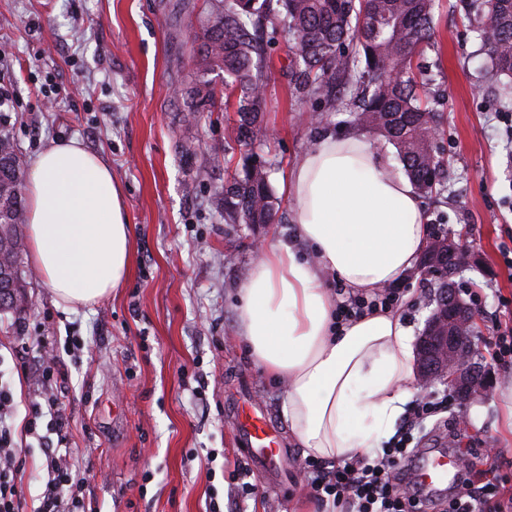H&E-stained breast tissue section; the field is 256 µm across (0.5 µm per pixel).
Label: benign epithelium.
<instances>
[{"instance_id": "1", "label": "benign epithelium", "mask_w": 512, "mask_h": 512, "mask_svg": "<svg viewBox=\"0 0 512 512\" xmlns=\"http://www.w3.org/2000/svg\"><path fill=\"white\" fill-rule=\"evenodd\" d=\"M456 288L448 282V298L426 321L418 340L417 377L425 390L443 383L471 400L483 394L488 372L471 362L477 314L459 300Z\"/></svg>"}]
</instances>
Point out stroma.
I'll return each mask as SVG.
<instances>
[{
  "label": "stroma",
  "mask_w": 512,
  "mask_h": 512,
  "mask_svg": "<svg viewBox=\"0 0 512 512\" xmlns=\"http://www.w3.org/2000/svg\"><path fill=\"white\" fill-rule=\"evenodd\" d=\"M209 20L206 0H0V86L10 91L7 128L30 160L51 139L75 138L105 157L121 184L136 260L122 288L98 303L63 311L27 277V308L0 319V393L10 400L14 446L25 448L20 473L27 501L40 498L47 472L46 424L29 431L31 402L48 349L60 355L56 394L65 405L68 463L89 473L85 499L98 512H316L294 459L275 486L251 475L236 449L225 400L236 376L251 396L282 415L285 382L267 378L236 334L237 290L256 249L291 237L287 174L323 131L352 129V116L317 99L298 102L288 76L289 42L277 37L261 54L267 74L263 123L255 151L270 167L282 205L271 224H228L219 191L227 169L208 164L212 147L230 140L233 101L214 77V102L195 120L175 94L193 63L189 40ZM473 15L461 0H439L433 47L437 109L445 134L448 190L422 201L428 223L466 243L470 264L455 277L480 332L474 360L491 372L484 397L455 401L413 434L415 448L494 447L497 473L512 478V443L499 433L497 390L512 366L493 361L494 322L512 327V112L505 88L481 67ZM193 143L194 155L183 151ZM437 279L414 270L399 285V305L413 336L435 307Z\"/></svg>",
  "instance_id": "obj_1"
}]
</instances>
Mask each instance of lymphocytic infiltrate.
Returning <instances> with one entry per match:
<instances>
[{
	"instance_id": "obj_1",
	"label": "lymphocytic infiltrate",
	"mask_w": 512,
	"mask_h": 512,
	"mask_svg": "<svg viewBox=\"0 0 512 512\" xmlns=\"http://www.w3.org/2000/svg\"><path fill=\"white\" fill-rule=\"evenodd\" d=\"M437 408L431 396L416 399L405 431L377 457L336 463L304 460L301 469L310 497L330 512H415L422 493L410 479L416 456L415 449L408 446L410 432ZM20 463L9 429L0 425V512H24L15 481ZM45 463L48 487L35 512H95L81 494L82 483L68 465L66 452L50 450ZM464 468L466 473L457 491L449 495L444 512H512V489L505 479L485 482L473 463H465Z\"/></svg>"
}]
</instances>
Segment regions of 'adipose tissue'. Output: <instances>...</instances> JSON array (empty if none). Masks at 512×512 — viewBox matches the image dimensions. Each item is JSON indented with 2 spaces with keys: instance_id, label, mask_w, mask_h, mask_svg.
Returning <instances> with one entry per match:
<instances>
[{
  "instance_id": "obj_1",
  "label": "adipose tissue",
  "mask_w": 512,
  "mask_h": 512,
  "mask_svg": "<svg viewBox=\"0 0 512 512\" xmlns=\"http://www.w3.org/2000/svg\"><path fill=\"white\" fill-rule=\"evenodd\" d=\"M28 255L56 304L75 310L127 281L134 247L111 165L75 139L31 160ZM290 241L262 249L239 289L238 336L267 374L285 379L282 413L307 457L368 454L404 414L415 383L413 338L400 312L339 324L332 275L370 293L412 272L429 241L410 180L354 132L316 138L288 174Z\"/></svg>"
}]
</instances>
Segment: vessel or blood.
Masks as SVG:
<instances>
[{
  "label": "vessel or blood",
  "instance_id": "vessel-or-blood-1",
  "mask_svg": "<svg viewBox=\"0 0 512 512\" xmlns=\"http://www.w3.org/2000/svg\"><path fill=\"white\" fill-rule=\"evenodd\" d=\"M235 441L250 466L263 476L267 484H274L281 467L292 457L280 427L274 422L267 408L243 398L233 411ZM460 473L457 457L452 453L426 456L415 469L414 482L419 487L445 491L456 482Z\"/></svg>",
  "mask_w": 512,
  "mask_h": 512
}]
</instances>
